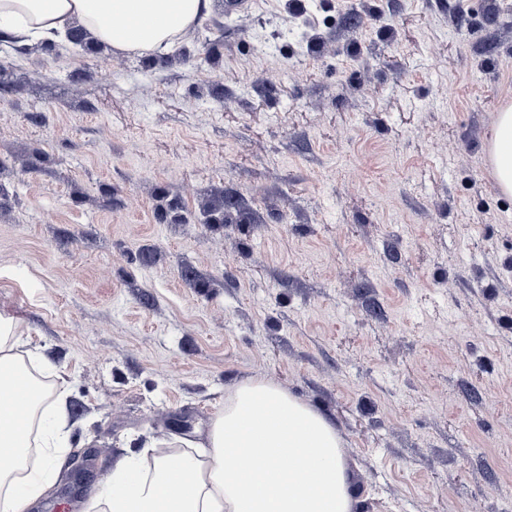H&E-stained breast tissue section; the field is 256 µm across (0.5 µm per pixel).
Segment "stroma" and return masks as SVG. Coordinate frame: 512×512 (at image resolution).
<instances>
[{
  "mask_svg": "<svg viewBox=\"0 0 512 512\" xmlns=\"http://www.w3.org/2000/svg\"><path fill=\"white\" fill-rule=\"evenodd\" d=\"M507 101L512 0H213L158 58L15 54L0 322L67 435L28 512H106L252 379L332 420L356 512H512ZM486 159L499 192L512 196V104L497 113L487 141Z\"/></svg>",
  "mask_w": 512,
  "mask_h": 512,
  "instance_id": "1",
  "label": "stroma"
}]
</instances>
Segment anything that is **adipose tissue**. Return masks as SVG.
Wrapping results in <instances>:
<instances>
[{"label":"adipose tissue","instance_id":"adipose-tissue-1","mask_svg":"<svg viewBox=\"0 0 512 512\" xmlns=\"http://www.w3.org/2000/svg\"><path fill=\"white\" fill-rule=\"evenodd\" d=\"M212 0H0V44L63 41L79 24L97 41L132 53L164 51L206 15ZM486 159L499 192L512 196V104L498 112L487 141ZM0 325V512H23L39 497L64 440L59 431H42L41 465L25 481L10 478L11 466L24 462L37 405L50 394L27 391L25 419H17L3 395L25 374ZM210 451L183 456L175 469L156 462L141 475L132 462L112 481L108 512H355L356 498L342 442L334 424L287 391L259 379L239 385L209 432ZM291 469H283V460Z\"/></svg>","mask_w":512,"mask_h":512}]
</instances>
